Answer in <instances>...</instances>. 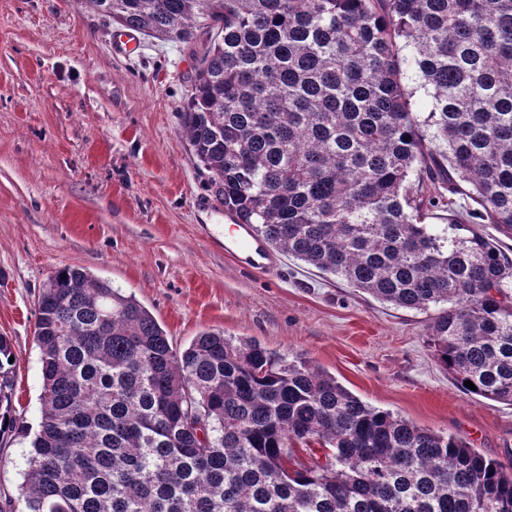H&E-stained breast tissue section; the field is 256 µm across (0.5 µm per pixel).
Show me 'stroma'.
<instances>
[{"mask_svg":"<svg viewBox=\"0 0 512 512\" xmlns=\"http://www.w3.org/2000/svg\"><path fill=\"white\" fill-rule=\"evenodd\" d=\"M81 0H0V336L12 404L41 420L37 300L75 266L134 295L174 349L204 330L300 355L368 404L512 457V406L460 390L427 343L429 316L395 308L292 258L246 272L180 112L211 34L137 35ZM28 443L0 439V506L17 498Z\"/></svg>","mask_w":512,"mask_h":512,"instance_id":"obj_1","label":"stroma"}]
</instances>
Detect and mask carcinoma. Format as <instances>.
I'll return each instance as SVG.
<instances>
[{
	"instance_id": "1",
	"label": "carcinoma",
	"mask_w": 512,
	"mask_h": 512,
	"mask_svg": "<svg viewBox=\"0 0 512 512\" xmlns=\"http://www.w3.org/2000/svg\"><path fill=\"white\" fill-rule=\"evenodd\" d=\"M84 2L160 40L216 30L181 127L224 210L378 301L434 311L442 366L512 406V259L474 227L512 238V0ZM36 342L42 421L9 512H512L511 460L252 340L204 331L177 351L83 268L48 279ZM12 356L0 336V435L25 431Z\"/></svg>"
}]
</instances>
